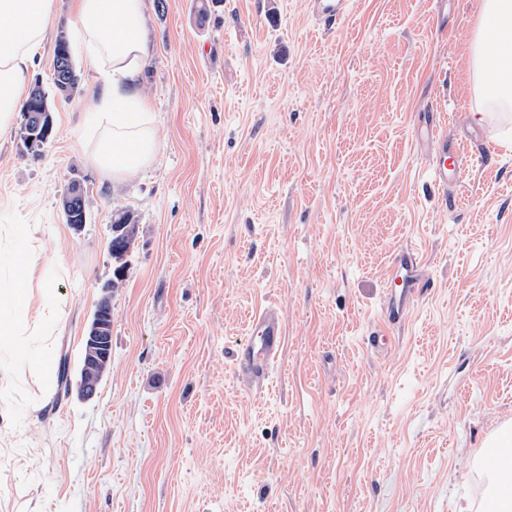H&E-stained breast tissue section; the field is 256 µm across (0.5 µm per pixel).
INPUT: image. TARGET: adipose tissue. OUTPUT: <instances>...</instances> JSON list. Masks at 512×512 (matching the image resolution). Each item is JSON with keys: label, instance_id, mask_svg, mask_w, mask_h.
I'll return each mask as SVG.
<instances>
[{"label": "adipose tissue", "instance_id": "ef3b65f1", "mask_svg": "<svg viewBox=\"0 0 512 512\" xmlns=\"http://www.w3.org/2000/svg\"><path fill=\"white\" fill-rule=\"evenodd\" d=\"M55 0H0V129L21 104L26 74L54 13ZM80 44L97 69L100 87L89 104L102 134L91 155L102 174L133 177L153 160L158 132L141 101V73L149 56L144 0H76ZM496 39H489V32ZM473 69L485 98L512 107V0H483L476 22ZM39 262L34 249L14 252L13 272L0 276V352L28 357L42 377L53 366L47 351L31 352L33 338L47 335L58 315L49 287L33 289Z\"/></svg>", "mask_w": 512, "mask_h": 512}]
</instances>
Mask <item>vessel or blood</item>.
<instances>
[{"instance_id": "b4317fda", "label": "vessel or blood", "mask_w": 512, "mask_h": 512, "mask_svg": "<svg viewBox=\"0 0 512 512\" xmlns=\"http://www.w3.org/2000/svg\"><path fill=\"white\" fill-rule=\"evenodd\" d=\"M426 136L435 145L431 158L435 179L442 184L460 182L464 174L462 148H449L438 124H430ZM397 260L403 271L402 286L390 290L384 308V316L391 323L404 318L420 288L418 252L412 248L401 249ZM249 327V336L237 344L233 352L234 372L249 389L259 394L268 386L270 371L284 345L285 330L278 308L271 304L251 316Z\"/></svg>"}]
</instances>
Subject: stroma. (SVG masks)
<instances>
[{
    "mask_svg": "<svg viewBox=\"0 0 512 512\" xmlns=\"http://www.w3.org/2000/svg\"><path fill=\"white\" fill-rule=\"evenodd\" d=\"M312 3L145 0L157 151L114 182L90 159L98 75L55 0L27 82L50 87L63 29L78 91L54 100L39 154L21 113L0 131V232L31 231L61 308L50 384L0 354V512H460L486 496L485 444L512 424V148L472 119L482 0H349L338 19ZM432 111L465 148L462 184L436 182L418 141ZM118 210L137 231L108 293ZM405 246L433 286L388 326ZM105 298L112 362L84 399ZM267 304L286 339L258 395L232 351ZM88 200L86 192L80 181L74 180L69 192L63 200V212L67 224L80 231L86 222Z\"/></svg>",
    "mask_w": 512,
    "mask_h": 512,
    "instance_id": "stroma-1",
    "label": "stroma"
}]
</instances>
